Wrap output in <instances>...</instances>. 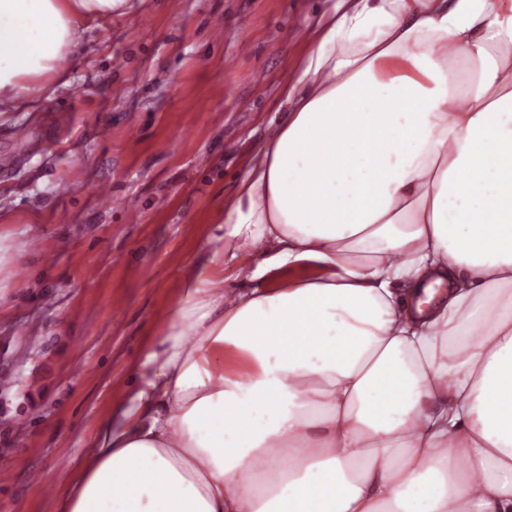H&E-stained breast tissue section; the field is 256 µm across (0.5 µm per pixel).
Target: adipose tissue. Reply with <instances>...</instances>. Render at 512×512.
Returning <instances> with one entry per match:
<instances>
[{"instance_id":"1","label":"adipose tissue","mask_w":512,"mask_h":512,"mask_svg":"<svg viewBox=\"0 0 512 512\" xmlns=\"http://www.w3.org/2000/svg\"><path fill=\"white\" fill-rule=\"evenodd\" d=\"M126 3L0 0V109ZM509 45L495 0H334L64 512H512Z\"/></svg>"}]
</instances>
